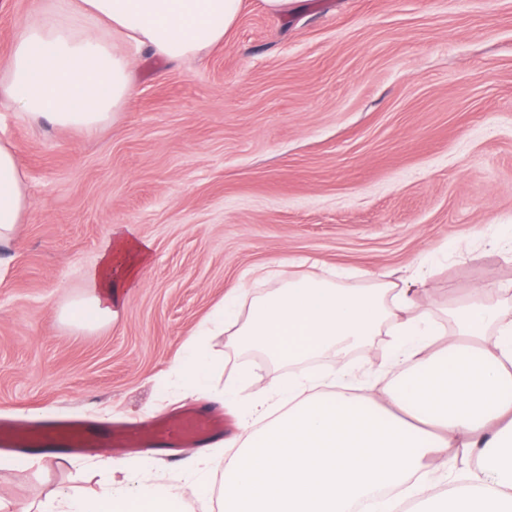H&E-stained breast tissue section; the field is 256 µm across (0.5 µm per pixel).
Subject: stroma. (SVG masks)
Segmentation results:
<instances>
[{
    "mask_svg": "<svg viewBox=\"0 0 512 512\" xmlns=\"http://www.w3.org/2000/svg\"><path fill=\"white\" fill-rule=\"evenodd\" d=\"M133 93L94 135L0 110L32 200L0 266V415L99 425L230 406L190 393L174 362L231 290L261 297L275 272L362 287L369 272L416 290L433 319L487 288L512 317V0H244L223 43L165 64L131 55ZM151 245L111 323L63 321L114 227ZM207 345L222 388L251 367V396L303 366ZM357 377L397 375L377 337L348 352ZM100 452L63 469L0 470V502L101 490Z\"/></svg>",
    "mask_w": 512,
    "mask_h": 512,
    "instance_id": "35a3bbf8",
    "label": "stroma"
}]
</instances>
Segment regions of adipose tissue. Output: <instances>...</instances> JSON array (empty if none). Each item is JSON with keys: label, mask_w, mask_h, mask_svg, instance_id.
Returning <instances> with one entry per match:
<instances>
[{"label": "adipose tissue", "mask_w": 512, "mask_h": 512, "mask_svg": "<svg viewBox=\"0 0 512 512\" xmlns=\"http://www.w3.org/2000/svg\"><path fill=\"white\" fill-rule=\"evenodd\" d=\"M243 0H44L17 24L0 66V106L33 125L88 132L107 124L132 94L128 55L111 35L168 63L202 55L223 42ZM31 207L27 177L9 141L0 139V253L8 252ZM151 257V246L117 228L86 273L85 298L68 319L96 327L123 309ZM285 283L239 309V292L213 313L235 348L299 364L331 351L337 357L392 338L389 363L399 376L383 389L347 384L345 367L291 380L272 379L270 396L250 409L228 445L221 478L213 460L178 486L141 465L105 458L107 479L92 496L58 494L45 512H405L432 483L431 462L461 451L465 470L448 481L430 512H512V319L473 287L449 319L428 320L412 289L387 274L369 288H340L287 270ZM212 363L203 343L175 368L204 392Z\"/></svg>", "instance_id": "ef3b65f1"}]
</instances>
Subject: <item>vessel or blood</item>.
Returning a JSON list of instances; mask_svg holds the SVG:
<instances>
[{
  "instance_id": "b4317fda",
  "label": "vessel or blood",
  "mask_w": 512,
  "mask_h": 512,
  "mask_svg": "<svg viewBox=\"0 0 512 512\" xmlns=\"http://www.w3.org/2000/svg\"><path fill=\"white\" fill-rule=\"evenodd\" d=\"M223 429L222 416L192 409L158 417L148 425L128 421L106 428L75 417L35 425L4 420L0 422V450L83 454L96 448H114L138 452L152 448L197 446Z\"/></svg>"
}]
</instances>
